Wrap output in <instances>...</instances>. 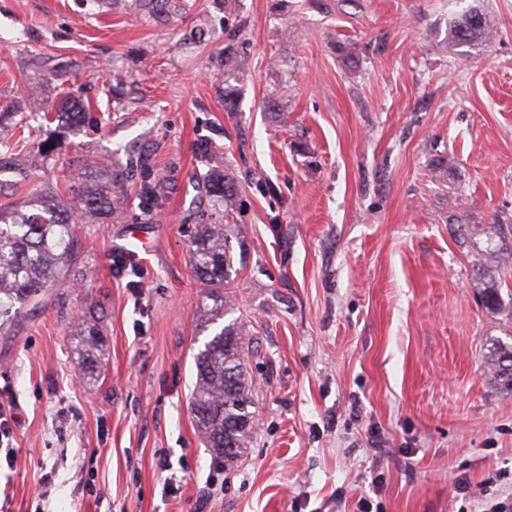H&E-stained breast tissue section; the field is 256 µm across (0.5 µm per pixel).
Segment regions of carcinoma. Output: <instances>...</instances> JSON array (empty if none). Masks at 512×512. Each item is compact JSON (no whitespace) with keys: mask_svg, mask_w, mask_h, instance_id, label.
Instances as JSON below:
<instances>
[{"mask_svg":"<svg viewBox=\"0 0 512 512\" xmlns=\"http://www.w3.org/2000/svg\"><path fill=\"white\" fill-rule=\"evenodd\" d=\"M458 43H482L492 37L483 14L468 11L454 27ZM86 118L84 107L63 93L54 112L43 113L50 124L78 126ZM23 129L15 112H0V332L21 314L34 316L46 290L73 275L74 258L81 247L79 227L83 216L97 217L112 211V187L122 175L112 165L89 177L74 197L58 186L46 185L30 192L23 204L13 201L29 181L28 171L16 165L15 145L3 132ZM209 192L224 203V211L236 208L233 192L220 177L209 178ZM225 225L203 224L190 250L191 269L197 279L211 287L213 305L203 309L200 331L213 330L211 338L194 354L196 382L191 412L206 447L224 467H234L244 454L252 428V378L245 360L246 340L241 327L231 322L219 326L227 308L218 287L233 269V256L225 243ZM460 236L469 241L474 278L482 306L490 313L505 310L501 295V270L512 264V221L503 224H462ZM96 332L80 330L78 355L83 366L99 360ZM484 364L495 386L512 394V343L495 339Z\"/></svg>","mask_w":512,"mask_h":512,"instance_id":"obj_1","label":"carcinoma"}]
</instances>
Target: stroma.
<instances>
[{"label": "stroma", "instance_id": "35a3bbf8", "mask_svg": "<svg viewBox=\"0 0 512 512\" xmlns=\"http://www.w3.org/2000/svg\"><path fill=\"white\" fill-rule=\"evenodd\" d=\"M470 10L495 35L455 45ZM65 88L87 118L42 124ZM7 103L32 131L16 156L31 187L80 185L95 159L123 183L79 229L77 282L0 336L6 512H188L203 493L211 512H486L512 496V395L484 366L505 324L456 229L512 218V0H0ZM214 174L238 202L225 320L252 342L255 422L231 469L189 405L208 302L189 249L218 220ZM82 326L99 332L90 373Z\"/></svg>", "mask_w": 512, "mask_h": 512}]
</instances>
